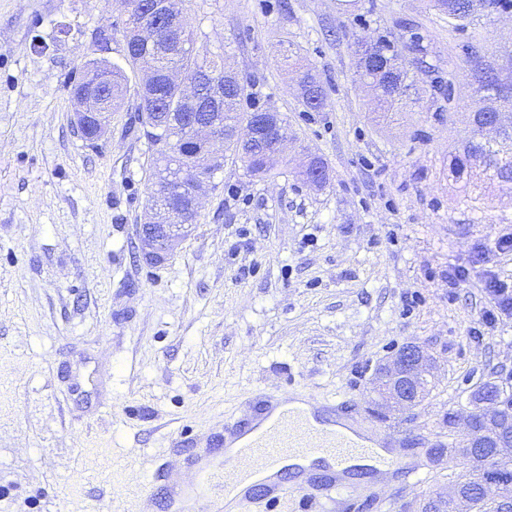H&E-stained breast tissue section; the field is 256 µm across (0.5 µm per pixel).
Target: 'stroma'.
<instances>
[{"label": "stroma", "mask_w": 512, "mask_h": 512, "mask_svg": "<svg viewBox=\"0 0 512 512\" xmlns=\"http://www.w3.org/2000/svg\"><path fill=\"white\" fill-rule=\"evenodd\" d=\"M188 18L253 86L250 107L286 116L290 140L266 174L232 153L202 192L197 224L167 260L146 263L137 227L154 152L138 121L139 69L123 57L118 0H0V512H162L153 476L191 481L181 448L224 429L255 392L302 389L346 402L352 418L411 436L403 470L347 512H420L463 468L472 394L512 395V318L471 329L489 300L476 258L512 233V199L482 207L448 178L469 129L478 34L512 78V8L474 31L431 0H191ZM111 28L109 52L91 35ZM422 38L450 78L442 112L429 79L410 111L377 119L354 73L350 34L402 46ZM321 76L328 105L305 111L281 43ZM123 66L124 103L86 141L69 84L89 61ZM309 154L329 181L296 173ZM469 268L449 288V266ZM422 346L436 370L416 405L395 411L372 379L392 352Z\"/></svg>", "instance_id": "stroma-1"}]
</instances>
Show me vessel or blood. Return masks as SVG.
<instances>
[{"mask_svg":"<svg viewBox=\"0 0 512 512\" xmlns=\"http://www.w3.org/2000/svg\"><path fill=\"white\" fill-rule=\"evenodd\" d=\"M402 430L369 429L355 424L336 403L315 407L303 391L282 398L255 394L241 416L224 420V440L203 459L188 451L194 469L190 485H162L166 501L178 502L179 512H193L195 499L219 472L233 473L212 512H246L254 502H272L318 486L329 503L353 496L350 477L356 461L370 460V471L384 475L400 469Z\"/></svg>","mask_w":512,"mask_h":512,"instance_id":"obj_1","label":"vessel or blood"}]
</instances>
